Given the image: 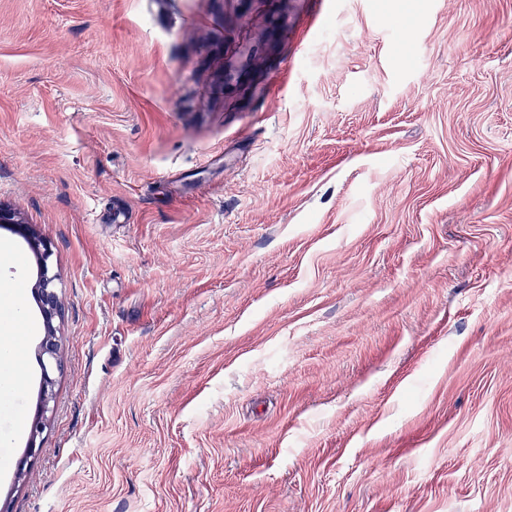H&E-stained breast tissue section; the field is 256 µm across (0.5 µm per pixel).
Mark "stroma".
<instances>
[{
    "label": "stroma",
    "mask_w": 512,
    "mask_h": 512,
    "mask_svg": "<svg viewBox=\"0 0 512 512\" xmlns=\"http://www.w3.org/2000/svg\"><path fill=\"white\" fill-rule=\"evenodd\" d=\"M0 203L8 512H512V0H0ZM0 224L11 225L21 233L38 260V279L33 288L41 308L44 337L39 348L42 386L29 440V454H32L37 438L45 428L50 402L53 399L55 380L52 375L54 371H61L62 368L61 347L55 326L56 319L62 316V304L55 291L57 276L50 273L47 263L52 255L48 243L38 236L33 226L28 224L15 208L0 205Z\"/></svg>",
    "instance_id": "35a3bbf8"
}]
</instances>
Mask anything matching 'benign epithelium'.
<instances>
[{
  "instance_id": "obj_1",
  "label": "benign epithelium",
  "mask_w": 512,
  "mask_h": 512,
  "mask_svg": "<svg viewBox=\"0 0 512 512\" xmlns=\"http://www.w3.org/2000/svg\"><path fill=\"white\" fill-rule=\"evenodd\" d=\"M0 224H8L21 233L27 239L38 260V279L34 285V293L41 308L44 337L39 348L42 386L29 440V451L32 452L37 438L45 428L50 402L53 399L55 385L53 373L62 368L61 347L55 326V321L62 316V304L55 291L57 276L50 273L48 267V260L52 255L48 243L40 238L33 226L28 224L23 215L12 207L0 205Z\"/></svg>"
}]
</instances>
